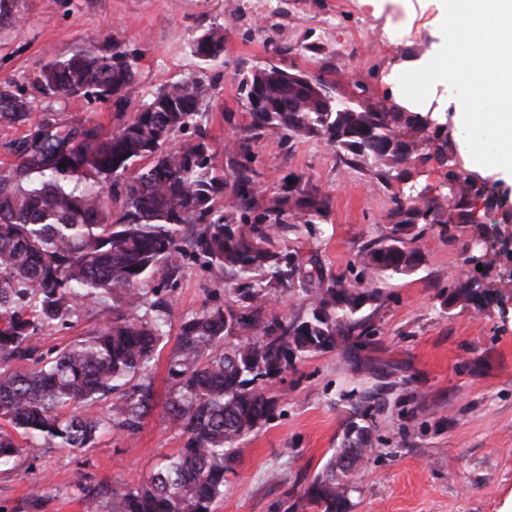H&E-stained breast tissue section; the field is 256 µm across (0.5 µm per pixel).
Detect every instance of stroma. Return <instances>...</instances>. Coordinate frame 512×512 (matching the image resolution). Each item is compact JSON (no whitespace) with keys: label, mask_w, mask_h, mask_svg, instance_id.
I'll return each mask as SVG.
<instances>
[{"label":"stroma","mask_w":512,"mask_h":512,"mask_svg":"<svg viewBox=\"0 0 512 512\" xmlns=\"http://www.w3.org/2000/svg\"><path fill=\"white\" fill-rule=\"evenodd\" d=\"M20 24L0 26V84L24 95L33 115L50 114L60 127L82 123L112 131L124 118L108 102L46 94L35 79L55 57L100 50L103 26L136 57V78L126 93L141 101L180 78L205 74L216 102L202 120L225 165V143L250 123L237 72L274 63L312 72L328 67L342 92L363 82L371 100L401 96L398 78L434 56V0H384L374 13L364 0H18ZM224 25V63L200 70L191 44L202 27ZM318 44L309 58L301 46ZM264 188L290 172L302 174L329 196L316 234L289 236L288 245L315 256L325 273L355 277L357 255L390 232L385 215L392 192L409 186L430 196L449 194L448 164L437 156L416 162L411 182L386 186L344 163L325 141L280 143L266 136L254 146ZM472 224L422 227L413 246L419 268L380 282L372 336L358 348L359 364L342 350L306 355L268 390L277 396L272 417L238 443L239 458L226 475L215 512H311L303 493L321 471L355 405L370 394L372 450L355 478L349 512H501L512 497V277L505 256L484 267L482 283L504 292L484 308L447 304L468 258L484 253ZM176 314H194L229 297L222 278L187 263L170 290ZM101 307L87 303L78 319L38 331V353L51 357L98 327ZM169 350L150 375L155 397L135 434L115 428L80 452L44 448L0 469V512H82L83 487L103 496L138 486L183 444L180 427L164 411L169 397Z\"/></svg>","instance_id":"35a3bbf8"}]
</instances>
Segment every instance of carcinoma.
I'll use <instances>...</instances> for the list:
<instances>
[{"label": "carcinoma", "mask_w": 512, "mask_h": 512, "mask_svg": "<svg viewBox=\"0 0 512 512\" xmlns=\"http://www.w3.org/2000/svg\"><path fill=\"white\" fill-rule=\"evenodd\" d=\"M16 2L0 0V25L16 23ZM100 40L112 54L56 58L36 85L68 99H112L125 111L136 57L108 26ZM225 40L224 26H207L192 52L204 65L222 64ZM297 74L255 66L239 82L251 121L224 146L230 181L213 164L202 128L213 93L198 76L158 89L112 132L97 124L61 131L44 116L19 162L0 168V466L45 446L91 447L104 422L77 413L81 403L111 397L112 424L138 431L154 398L152 362L169 342L175 312L167 289L151 282L158 273L175 281L193 259L224 276L232 299L182 317L175 336L167 410L184 444L144 483L105 501L89 487L83 503L84 512H214L236 462V443L275 410L266 383L312 352L340 348L358 364L356 347L370 333V317L359 312L381 300L376 284L383 278L420 265L419 252L406 243L416 225L474 224L478 199L482 217L502 209L497 223H509L507 198L495 186L450 169L449 199L424 189L392 195L391 236L359 254L355 282L324 275L316 258L304 260L288 248L287 237L322 223L328 197L293 172L269 193L255 191L252 141L271 134L285 141L321 138L389 187L409 180L411 164L427 158L434 139L456 155L454 139L462 133L390 95L372 102L358 82L343 106L324 76L312 87ZM0 118L30 119L29 101L0 89ZM190 126L196 138L173 144ZM298 288L309 295L306 319L271 311L274 292ZM497 294L466 277L448 300L480 307ZM88 300L103 304L100 327L46 361L34 359L37 331L78 318ZM30 360L33 366H20ZM370 446L368 428L347 432L303 497L318 512H347L351 477Z\"/></svg>", "instance_id": "obj_1"}]
</instances>
